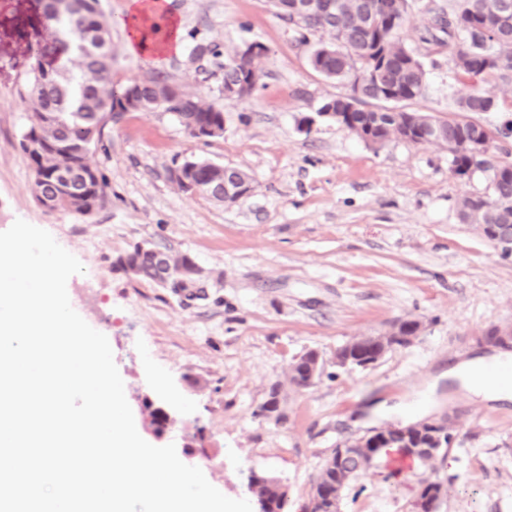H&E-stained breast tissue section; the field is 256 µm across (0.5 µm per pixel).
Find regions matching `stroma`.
Here are the masks:
<instances>
[{
	"instance_id": "1",
	"label": "stroma",
	"mask_w": 512,
	"mask_h": 512,
	"mask_svg": "<svg viewBox=\"0 0 512 512\" xmlns=\"http://www.w3.org/2000/svg\"><path fill=\"white\" fill-rule=\"evenodd\" d=\"M447 2L409 0L404 37L427 72L414 109L454 118L470 84L447 49L419 42ZM130 3L101 0L113 84L163 73L223 108V135L193 137L162 109L124 113L93 154L108 204L86 216L40 207L19 147L31 122L22 92L34 51L51 43L38 0H0V232L23 219L82 263L67 283L72 303L108 338L144 438L175 444L230 498L252 499V475L275 478L288 490L287 512H302L339 442L445 417L456 440L439 470L453 484L440 512H512V401L477 400L446 377L449 364L486 354V329L512 325V258L458 216L463 196L491 195L488 173L456 177L446 150L370 145L319 116L322 101L347 87L311 68L308 47L267 0H167L153 25L175 18L180 47L157 58L128 48ZM245 40L265 48L262 77L248 100H227L224 56ZM199 44L215 55L195 59ZM304 116L315 120L311 132L298 129ZM194 159L246 171L252 194L221 204L182 192L169 172ZM137 245L189 255L201 295L128 274L119 260ZM404 318L423 323L410 345L365 369L337 366L338 347ZM310 350L322 372L299 390L288 369ZM275 385L279 423L258 413ZM158 411L170 416L160 435ZM427 475L410 463L377 466L349 487L341 512H413Z\"/></svg>"
}]
</instances>
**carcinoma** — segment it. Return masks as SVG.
<instances>
[{
	"label": "carcinoma",
	"mask_w": 512,
	"mask_h": 512,
	"mask_svg": "<svg viewBox=\"0 0 512 512\" xmlns=\"http://www.w3.org/2000/svg\"><path fill=\"white\" fill-rule=\"evenodd\" d=\"M501 0H456L450 8H439L432 25L420 36V41L452 50V61L458 74L471 83V91L458 102L461 112H492L504 107L512 109L498 97L494 89L483 87L491 81L504 89L512 86V36L495 38L485 30L486 20L495 21ZM332 19L322 20L316 13L298 14L294 0H271V8L299 35V41L309 43L308 35L322 33L310 57L319 56L324 48L332 55L323 63L319 74L327 79L346 83L358 94L356 107L348 112L350 103L338 95L323 101L319 111H333L344 116L336 120L360 139L370 138L386 143L398 140L404 126L415 120L408 143L427 145V129H433L439 144L448 146L451 171L462 178L476 168L489 172L492 194L465 195L459 203V217L464 224H474L482 234L494 224L512 222V174L493 162V139L489 132H478L476 123L449 119L408 109L421 98L426 88L423 62L404 42L408 0H333ZM42 26L51 29L57 41V57L51 61L36 57L31 67L24 101L32 112V121L22 136L20 148L35 170L32 188L35 201H49L50 210H69L88 215L105 207L108 184L92 161L93 149L104 143L112 125L116 108L122 101L114 98L112 85V34L104 20L100 0H72L66 12L55 9L45 0ZM174 82L156 74L135 84L140 111L150 112L160 107L177 114L187 131L207 125H221L223 109L202 102L193 92L180 88V99L170 101ZM389 88L403 94L396 104L399 111L385 105ZM480 134L481 150L476 155L458 149L460 142ZM199 166L197 182L219 181L224 172L196 159ZM122 267L138 279H154L150 255L138 245L120 259ZM418 320L399 319L387 332L394 347L409 344L407 337L417 335ZM375 360L371 337L361 336L337 349L346 358L354 349ZM309 351L295 359L289 369L290 383L297 387L305 380L312 362ZM280 385L271 387L269 398L260 413H274L275 421L283 419L279 412ZM454 440L453 431L444 434L441 448L431 454L429 436L422 431L406 433L389 431L376 438H367L366 446H374L378 461L388 448H398L416 460L417 464L438 467L445 464L447 450ZM362 472L331 465L326 459L313 482L319 491L337 494L343 500L346 490ZM257 499L270 503L269 512H281L283 506L280 483L263 476L250 481Z\"/></svg>",
	"instance_id": "carcinoma-1"
}]
</instances>
